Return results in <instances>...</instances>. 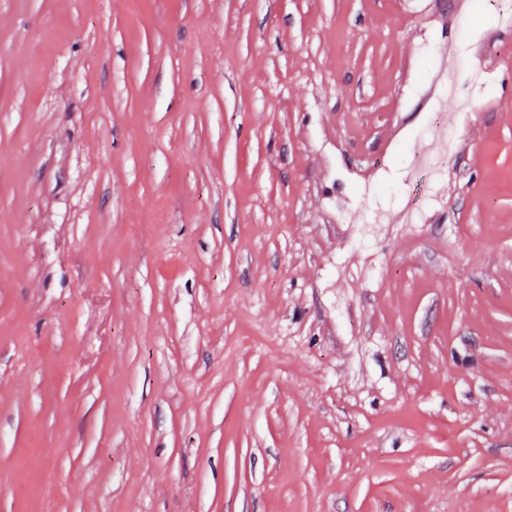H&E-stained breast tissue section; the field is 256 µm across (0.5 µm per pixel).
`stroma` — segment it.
<instances>
[{"label": "stroma", "mask_w": 512, "mask_h": 512, "mask_svg": "<svg viewBox=\"0 0 512 512\" xmlns=\"http://www.w3.org/2000/svg\"><path fill=\"white\" fill-rule=\"evenodd\" d=\"M497 3L0 0V512H512ZM467 48L461 45L456 52L457 61V77L448 85V90L461 99V101L468 105L475 89H480L486 85L484 82H479L470 73L461 74L458 69V59L465 54Z\"/></svg>", "instance_id": "35a3bbf8"}]
</instances>
